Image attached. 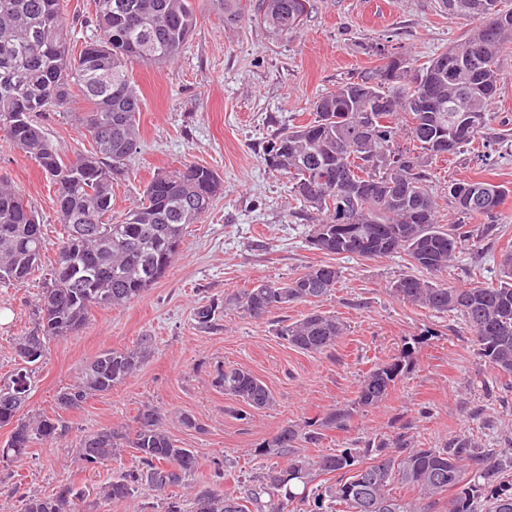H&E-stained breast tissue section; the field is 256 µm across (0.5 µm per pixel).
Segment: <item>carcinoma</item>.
<instances>
[{
  "instance_id": "cac0c4a2",
  "label": "carcinoma",
  "mask_w": 512,
  "mask_h": 512,
  "mask_svg": "<svg viewBox=\"0 0 512 512\" xmlns=\"http://www.w3.org/2000/svg\"><path fill=\"white\" fill-rule=\"evenodd\" d=\"M477 17L462 40L421 65L379 50L368 73L320 97L314 118L280 129L268 141L267 167L288 177L304 209L316 213L309 243L326 254L379 259L404 253L416 270L388 285L392 296L432 311L455 314L473 333L478 354L503 377L512 376V251L500 256L495 284L461 288L448 282L459 254L473 250L494 231L501 206L512 190L488 181L461 179L448 184V197L460 221L441 223L430 167L441 155L473 144L493 118L490 105L500 82L499 60L512 45V8L505 0H445ZM94 0L98 40L73 54L61 0H0V134L34 159L57 187L63 236L56 244L50 282L39 299L41 332L18 338L16 353L29 364L43 357L46 341L77 334L96 308H119L138 299L175 263L186 229L201 222L224 193L212 170L186 165L157 174L143 200L114 223L112 184L125 162L138 153L142 108L129 74L135 61L166 65L176 61L197 24L192 0ZM235 10L278 34L299 30L313 0H233ZM89 104L83 125L96 149L63 159L43 135L40 118L65 108L73 93ZM384 154L399 158L388 171ZM482 192L483 205L474 206ZM45 249L41 224L31 206L0 183V282L22 283L39 266ZM342 271L333 264L310 267L281 283H262L224 300L196 308L203 328L213 327L234 306L255 319L322 298L336 288ZM344 323L313 311L279 324L288 345L323 354L343 336ZM151 352L137 347L108 349L81 367L74 384L57 397L58 408L78 409L92 396L112 391ZM409 370L402 352L376 363L360 382L354 405L327 415L321 426L342 429L359 409L372 408ZM216 383L224 394L263 410L274 404L268 386L251 371L227 367ZM31 370L0 380V427L13 425L0 457L20 460L32 444L56 442L70 426L58 412L24 421L17 417L28 400ZM320 432L284 426L257 448L282 464L268 469L244 495H220L209 488L187 494L180 506L176 489L202 462L180 447L165 428V414L146 406L127 432L104 429L80 437L83 468L112 458L119 448L134 450L135 465L104 487L111 499H132L141 489L167 495L168 512H512V450L480 449L465 441L444 448H410L402 440L376 447L342 448L310 458L300 443L315 444ZM335 480L313 487L315 476ZM401 486L417 494L406 501ZM82 492L65 485L47 497L24 499L22 512H77Z\"/></svg>"
}]
</instances>
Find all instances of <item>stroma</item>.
Masks as SVG:
<instances>
[{
  "label": "stroma",
  "mask_w": 512,
  "mask_h": 512,
  "mask_svg": "<svg viewBox=\"0 0 512 512\" xmlns=\"http://www.w3.org/2000/svg\"><path fill=\"white\" fill-rule=\"evenodd\" d=\"M196 29L177 62L129 67L141 98V147L112 186V218L119 221L141 198L154 175L185 164L207 167L224 181L201 223L191 225L176 263L140 299L116 309L93 310L78 334L51 339L32 376L23 418L52 413L58 393L72 384L86 361L106 349H126L142 337L152 350L138 370L112 391L64 412L71 431L62 441L37 443L23 460H0V512H21L28 496H48L66 484L84 493L81 512H135L130 500L104 498L101 490L125 472L133 451L122 448L93 470L76 458L85 432L129 427L151 405L181 447L194 449L202 468L186 485L236 490L237 477L276 465L256 456L285 425L307 427L353 404L360 381L375 364L410 351L409 372L379 405L358 411L346 429L325 430L321 441L302 444L309 457L358 448L366 442L405 438L415 448H440L467 437L485 448H512V387L479 356L474 337L451 313L400 301L388 285L410 272L403 254L366 260L326 255L310 247L311 220L286 177L271 171L263 148L286 124L313 119L312 106L350 77L372 69L383 47L419 61L462 39L474 18L449 13L442 0H314L296 33L281 35L243 15L193 0ZM74 46L99 39L94 0H64ZM495 119L467 150L436 159L432 188L444 223L458 215L442 194L449 181L486 180L512 188V48L500 61ZM88 103L74 98L62 112L46 113L41 126L66 158L92 152L79 116ZM0 179L35 211L48 248L21 284L0 283V378L20 364L15 343L35 327V306L55 260L63 227L55 187L34 159L0 136ZM498 233L479 251L461 254L448 273L466 286L492 283L502 251L512 250V197L500 209ZM331 263L343 277L317 309L336 315L346 334L323 354L289 346L275 334L281 320H295L309 304H293L255 319L225 311L214 330L198 327L196 307L223 300L257 282H286L309 267ZM241 367L262 379L274 406L240 416L239 405L216 387L218 370ZM194 426L183 425V417ZM230 477L213 478L215 465Z\"/></svg>",
  "instance_id": "obj_1"
}]
</instances>
